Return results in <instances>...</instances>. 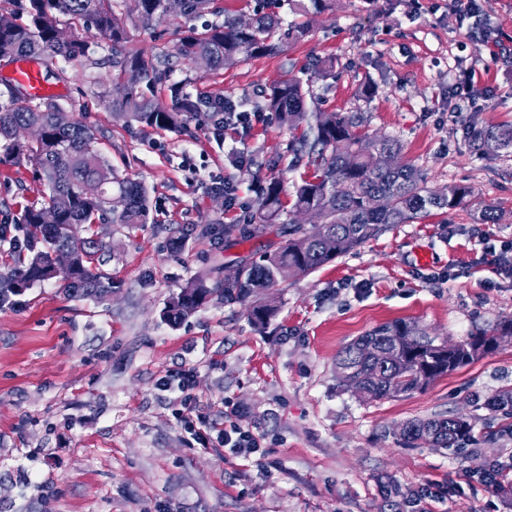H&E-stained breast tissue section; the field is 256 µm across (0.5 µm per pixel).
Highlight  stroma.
<instances>
[{"instance_id":"1","label":"stroma","mask_w":512,"mask_h":512,"mask_svg":"<svg viewBox=\"0 0 512 512\" xmlns=\"http://www.w3.org/2000/svg\"><path fill=\"white\" fill-rule=\"evenodd\" d=\"M309 27L277 55L217 71L182 61L173 78L241 105L299 77L317 98L307 124L320 112L365 113V132L398 139L430 187L465 185L470 196L272 288L266 324L214 300L173 327L163 311L189 281L223 280L282 241L279 223L253 239L222 229L243 224L270 179L292 195L300 132L275 118L244 130L196 117L144 127L104 106L106 48L66 67L53 80L59 103L97 131L115 174L146 186L150 215L98 226L112 245L106 301L67 296L54 279L0 306V512H512L481 480L490 466L512 469V418L485 406L512 387V343L400 398H362L336 374L339 352L385 322L414 321L455 343L512 318V278L496 265L512 242V149L487 155L467 135L512 124V0H476L468 15L457 0H327ZM327 59L335 77L322 74ZM465 69L471 102L458 112ZM215 179L233 187L235 207ZM41 188L32 162L0 163L9 236ZM487 208L500 223L480 222ZM173 227L188 234L177 251ZM184 369L195 372L200 412L262 436L261 460L192 444L172 416L178 391L159 384ZM454 414L473 425L460 448L398 437L410 420ZM388 479L402 496L383 499ZM428 488L438 498L424 499Z\"/></svg>"}]
</instances>
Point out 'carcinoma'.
<instances>
[{
    "mask_svg": "<svg viewBox=\"0 0 512 512\" xmlns=\"http://www.w3.org/2000/svg\"><path fill=\"white\" fill-rule=\"evenodd\" d=\"M216 0H26L21 22L11 13L12 24L0 27V60L13 63L35 60L47 71L60 64L81 65L91 59L88 32L105 40L110 52L114 91L106 94L108 108L141 125L160 130L179 127L184 114L216 117L224 111V98L207 91H186L189 80L170 81L174 60L206 61L219 70L247 58L279 53L291 42L309 33L308 22L283 25L275 13L258 8L250 26L224 15ZM326 0H296L294 11L304 18L317 14ZM213 15L215 19L197 26L193 21ZM169 21L182 23L184 36L172 49L151 57L136 49L128 37L131 27L150 29ZM65 28L69 39L61 41ZM163 86L170 91L172 105L159 103L151 90ZM310 88L297 77L286 79L263 95L256 110L275 113L282 123L296 127L306 116ZM61 107L53 97L24 102L17 95L0 101V162L26 158L33 162L44 186L40 200L22 215L23 245L0 232V243L9 242L16 254L15 266L0 274V305L37 282L54 279L50 273L53 253L73 250L76 266L61 273L64 289L77 298L103 300L112 293V276L102 269L107 262V245L92 233L98 224H145L149 216L148 191L139 182L118 178L107 158L96 147L97 132L78 120L60 126L54 109ZM365 123L361 112H331L316 117V124L290 146L291 166L310 172L294 186L292 211L318 206L325 215L326 237H307L304 226L288 219V240L266 250L260 260L243 259V277L219 282L211 288L197 278L172 298L164 319L178 325L210 298L247 304L257 322H264L273 308L260 295L280 283L303 277L348 252L394 224H406L431 214L457 208L470 195L468 187L451 185L432 189L426 176L409 163L389 170L379 163L385 150L401 152L399 142L388 136L358 132ZM470 141L484 153L512 148V126L473 129ZM120 194L126 206L119 211L107 207L108 198ZM282 187L271 179L262 190L255 210L243 232L258 235L284 213ZM378 194L392 199L386 211L370 207ZM55 214V223H44V215ZM495 330L477 332L456 344L450 353L436 338L414 322L382 324L347 345L338 356L336 368L342 383L348 373L361 379L372 398H393L425 390L437 378L473 362L469 349L488 342ZM471 423L451 416L414 419L399 430L408 447L451 448L470 437Z\"/></svg>",
    "mask_w": 512,
    "mask_h": 512,
    "instance_id": "cac0c4a2",
    "label": "carcinoma"
}]
</instances>
